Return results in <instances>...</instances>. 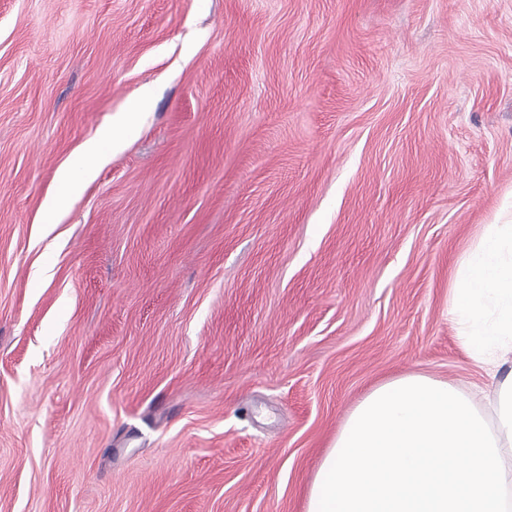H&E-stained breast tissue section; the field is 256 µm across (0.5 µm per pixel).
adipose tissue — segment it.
<instances>
[{
	"label": "adipose tissue",
	"instance_id": "obj_1",
	"mask_svg": "<svg viewBox=\"0 0 512 512\" xmlns=\"http://www.w3.org/2000/svg\"><path fill=\"white\" fill-rule=\"evenodd\" d=\"M122 136L105 128L58 173L62 210ZM451 319L482 367L512 359V224L486 225L462 258ZM482 412L473 395L424 373L373 387L349 413L307 492L306 512H512V373Z\"/></svg>",
	"mask_w": 512,
	"mask_h": 512
}]
</instances>
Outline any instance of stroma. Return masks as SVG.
<instances>
[{
  "instance_id": "obj_1",
  "label": "stroma",
  "mask_w": 512,
  "mask_h": 512,
  "mask_svg": "<svg viewBox=\"0 0 512 512\" xmlns=\"http://www.w3.org/2000/svg\"><path fill=\"white\" fill-rule=\"evenodd\" d=\"M510 222L512 0H0V512H304ZM123 142V137L116 136L109 128H104L84 143L77 161L58 173L60 192L48 202V218H52L56 212L64 208L68 199L78 193L93 176L108 153L119 150Z\"/></svg>"
}]
</instances>
